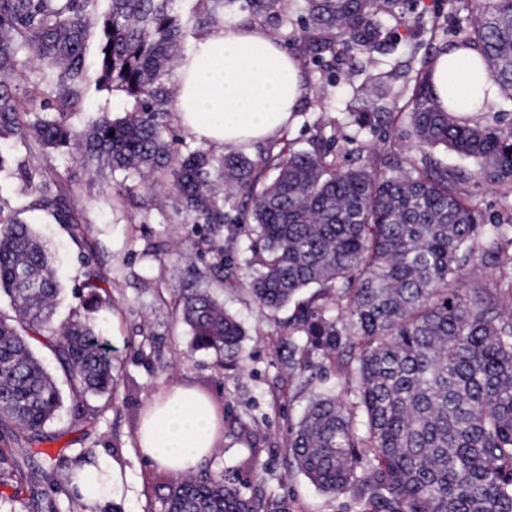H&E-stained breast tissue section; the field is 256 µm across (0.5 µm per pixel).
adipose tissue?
Here are the masks:
<instances>
[{
  "mask_svg": "<svg viewBox=\"0 0 512 512\" xmlns=\"http://www.w3.org/2000/svg\"><path fill=\"white\" fill-rule=\"evenodd\" d=\"M431 90L461 119L489 111L498 96L489 67L471 48L437 55ZM309 93L294 54L267 28L216 24L200 33L178 67L175 112L186 132L231 151L279 138ZM138 439L146 460L180 475L223 444L222 418L207 396L174 385L146 406Z\"/></svg>",
  "mask_w": 512,
  "mask_h": 512,
  "instance_id": "obj_1",
  "label": "adipose tissue"
}]
</instances>
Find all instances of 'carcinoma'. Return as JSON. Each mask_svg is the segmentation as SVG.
I'll use <instances>...</instances> for the list:
<instances>
[{"instance_id":"obj_1","label":"carcinoma","mask_w":512,"mask_h":512,"mask_svg":"<svg viewBox=\"0 0 512 512\" xmlns=\"http://www.w3.org/2000/svg\"><path fill=\"white\" fill-rule=\"evenodd\" d=\"M302 2L295 19L288 0H0V143L31 156L68 149L100 173L171 171L169 193L190 223L246 234V274L234 280L248 301L276 312L318 289L292 316L288 335L300 341L288 369H305L315 354L337 365L365 415L361 432L336 396L311 395L288 453L318 490L357 496L366 512H512V201L487 224L465 190L475 180L512 195V125L441 110L425 68L411 77L407 111L349 113L358 130L377 135L363 163L338 160L322 118L306 148L287 137L258 157L175 147L171 73L184 46L225 13L262 18L297 43L313 84L315 62L334 68L394 53L384 18L411 9V0ZM427 35L447 36V20H414L406 43ZM459 42L480 51L512 99V0H476ZM116 93L130 103L119 116L110 107ZM93 94L103 106L80 130L74 118ZM403 126L413 139L405 153ZM438 150L475 170L466 177L448 168ZM23 178L28 208L84 234L88 220L68 177L53 169ZM83 288L101 311L108 279L90 270ZM178 292L191 349L237 357L239 321L200 289ZM0 293L14 311L0 312V421L38 441L62 395L30 342L49 348L84 395L112 391V356L88 317L51 326L58 288L47 247L1 197ZM51 470L33 463L11 476L34 491ZM162 487L148 512H288L244 495L220 472L167 471Z\"/></svg>"}]
</instances>
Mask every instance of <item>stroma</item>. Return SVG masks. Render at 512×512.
I'll return each mask as SVG.
<instances>
[{"mask_svg":"<svg viewBox=\"0 0 512 512\" xmlns=\"http://www.w3.org/2000/svg\"><path fill=\"white\" fill-rule=\"evenodd\" d=\"M323 77L330 80V88L312 89L287 135L306 146L314 120L327 115L340 159L348 165L358 146L373 142L346 111L349 85L361 83L362 77L348 65L324 70ZM12 165L52 167L72 176V188L88 219L81 237L56 223L50 212L24 210L21 177L0 182V195L21 210L22 220L54 252L60 285L54 321L86 314L80 285L87 270H98L110 280L112 310L101 320L100 330L116 365V386L105 397L77 393L54 354L33 343L61 389L63 407L39 441L25 439L20 429L0 427V450L16 459L50 453L53 470L35 494L15 478L0 483V512H69L76 498L71 475L80 458L90 453L111 457L112 494L85 503L81 512H146V495L159 484L162 469L143 458L137 431L148 401L171 383L205 393L223 417L224 444L203 461V468L223 472L246 494L273 504L287 502L289 512H362L361 499L316 489L288 455V431L300 421L312 393L340 392L352 412L360 410L353 395L341 392L337 369L321 357H312L305 379L289 372L283 359L288 355L292 307L261 311L214 279L216 258L202 242V225L184 222L167 190L153 181L135 175L100 177L68 151L33 159L19 151ZM187 284L205 288L244 325L242 352L223 367H216L214 352L190 348V333L172 298L173 289Z\"/></svg>","mask_w":512,"mask_h":512,"instance_id":"stroma-1","label":"stroma"}]
</instances>
